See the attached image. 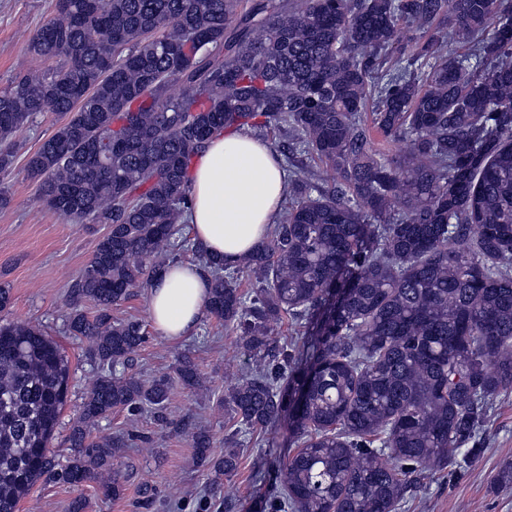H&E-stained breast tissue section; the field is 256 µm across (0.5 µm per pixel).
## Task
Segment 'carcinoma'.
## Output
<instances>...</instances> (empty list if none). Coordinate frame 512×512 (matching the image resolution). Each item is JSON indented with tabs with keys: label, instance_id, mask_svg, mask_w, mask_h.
Instances as JSON below:
<instances>
[{
	"label": "carcinoma",
	"instance_id": "obj_1",
	"mask_svg": "<svg viewBox=\"0 0 512 512\" xmlns=\"http://www.w3.org/2000/svg\"><path fill=\"white\" fill-rule=\"evenodd\" d=\"M28 50L59 64L0 91V174L17 132L61 116L24 168L50 210L107 226L72 285L96 314L68 323L100 373L58 465L67 363L38 325H0V512L47 477L119 493L125 440L90 429L164 417L171 377L127 372L146 334L112 306L189 250V170L228 128L286 132L309 159L243 264L197 252L207 309L253 360L224 398L238 431L286 419L296 447L270 512H400L407 477L480 453L512 392V0H56ZM285 317L302 341L275 336ZM174 376L199 385L188 357ZM191 440L212 463L209 435ZM238 465L227 447L214 468Z\"/></svg>",
	"mask_w": 512,
	"mask_h": 512
}]
</instances>
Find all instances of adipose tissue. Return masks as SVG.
<instances>
[{
	"instance_id": "1",
	"label": "adipose tissue",
	"mask_w": 512,
	"mask_h": 512,
	"mask_svg": "<svg viewBox=\"0 0 512 512\" xmlns=\"http://www.w3.org/2000/svg\"><path fill=\"white\" fill-rule=\"evenodd\" d=\"M186 213L196 242L210 256L234 264L252 253L275 223L288 193V175L264 140L240 131L215 134L195 158ZM209 278L197 265L169 263L149 293V315L169 340L191 333L201 318Z\"/></svg>"
}]
</instances>
